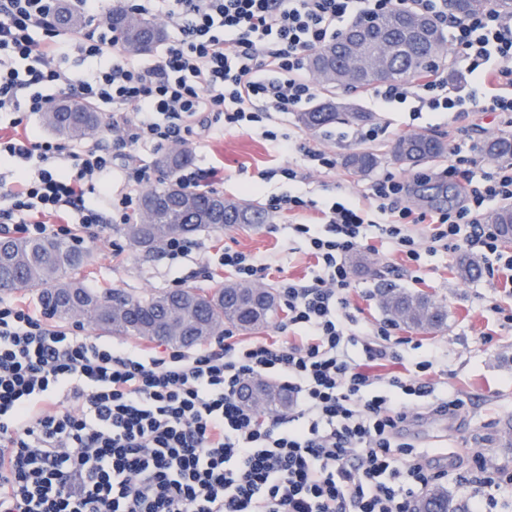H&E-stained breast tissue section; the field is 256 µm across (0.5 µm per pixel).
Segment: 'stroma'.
Segmentation results:
<instances>
[{"instance_id":"stroma-1","label":"stroma","mask_w":512,"mask_h":512,"mask_svg":"<svg viewBox=\"0 0 512 512\" xmlns=\"http://www.w3.org/2000/svg\"><path fill=\"white\" fill-rule=\"evenodd\" d=\"M330 97L344 106L372 113L370 126L378 130V138L367 143L357 140L356 126L344 124L313 133L298 124L295 113L277 116L274 130L293 133L338 158L334 169L324 170L311 168L300 154L278 152L274 142L260 134L225 131L223 137L192 150V167L205 172L217 168L219 176L210 182V191L255 203L266 210V223L195 233L199 249L178 262L169 261L159 252L148 256L133 248L119 225L109 224L94 237L87 236L81 225H73V234L83 237L82 248L92 257L82 272L86 284L136 296L170 288L178 280L189 288H218L233 278L231 272L217 265V253L225 247L266 257L269 267L258 283L269 290H276L279 281L288 277L313 278L317 273L314 261L293 226L300 220L317 218L318 213L315 209L297 216L271 210L272 199L289 190L279 169L292 166L305 171L306 178L299 188L318 206L341 199L346 193L356 202L366 203L374 179L391 175L410 183L407 203L413 210H445L456 206L461 194L455 182L438 179L444 160L406 168L391 157L394 140L405 134L432 133L466 150L500 133L490 117L479 112L458 119L450 112H414L406 104L378 109L363 91L339 89L332 95L324 91L319 94L323 101ZM363 147L381 158L372 173L356 174L341 165L344 155ZM116 243L121 244V252H113ZM361 255L365 264L353 267L347 299L364 326L375 328L388 322L377 296L384 283L426 293L447 310L448 320L441 329L423 332L397 326L392 336L410 340L422 351L440 352L442 359L430 380L436 388L458 393L465 402L461 414L443 420L423 417L422 406H415L420 419L408 437L427 447L433 435L446 430L447 453L437 462L445 473L441 483L460 512H470L473 489L465 479L471 471L464 463L468 450L478 451L489 464L512 472V321L503 318L504 313L512 312V271L504 269L497 256L474 249L470 255L479 261L482 272L475 279L465 280L456 272L460 252L425 251L418 261L410 262L378 238L369 239Z\"/></svg>"}]
</instances>
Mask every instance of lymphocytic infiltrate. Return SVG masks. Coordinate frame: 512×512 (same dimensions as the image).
Masks as SVG:
<instances>
[{"label": "lymphocytic infiltrate", "instance_id": "lymphocytic-infiltrate-1", "mask_svg": "<svg viewBox=\"0 0 512 512\" xmlns=\"http://www.w3.org/2000/svg\"><path fill=\"white\" fill-rule=\"evenodd\" d=\"M165 20L168 36L153 62L125 53L103 31L106 0H77L84 26L63 29L57 0H0V112L47 111L70 96L110 121L100 139L76 146L32 132L0 138V227L25 238L68 237L71 215L102 228L99 178L121 167L129 185L149 178L137 151L191 144L231 129L251 131L318 95L309 57L346 21L410 9L450 29L454 64L472 83L494 77L497 93L460 94L443 71L373 91L414 111L492 113L512 128V14L496 8L460 19L447 0H122ZM77 58L80 71L67 63ZM210 114L200 124L202 114ZM441 178L463 181L461 204L414 214L403 181L369 187V208L336 201L320 210L323 233L307 235L318 267L309 280L284 279L288 346L243 343L225 332L206 348L141 358L87 336L47 327L26 306L0 303V512H411L439 477L434 448L402 437L409 399L430 414L463 410L458 395L426 374L436 352L412 356L391 344L388 327L358 330L348 310L352 280L344 257L369 235L411 261L421 250L498 252L489 204L512 200V164L474 173L475 154L449 149ZM428 225L427 234L412 224ZM392 371H383L384 363ZM276 376L292 396L287 418L245 407L248 378ZM473 512L512 491V474L474 456Z\"/></svg>", "mask_w": 512, "mask_h": 512}]
</instances>
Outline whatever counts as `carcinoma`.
Segmentation results:
<instances>
[{
  "label": "carcinoma",
  "mask_w": 512,
  "mask_h": 512,
  "mask_svg": "<svg viewBox=\"0 0 512 512\" xmlns=\"http://www.w3.org/2000/svg\"><path fill=\"white\" fill-rule=\"evenodd\" d=\"M488 0H453L448 11L468 18L484 11ZM414 11L390 12L369 27L355 23L336 40L327 43L308 61V70L326 91L357 89L413 78L446 62L443 33L427 14L428 29L411 26ZM108 24L121 37L122 47L132 55L152 52L165 38L163 27L153 19L121 4L112 7ZM72 112L54 107L43 113V125L62 140L81 142L102 130L101 113L86 102L72 99ZM304 128L318 132L335 124L362 125L372 119L369 112H352L328 101L307 112L297 113ZM448 152V144L428 133L398 137L393 159L411 168L431 162ZM484 155L493 162L512 161V134L504 133L486 142ZM191 154L173 150L156 160L165 179L143 193L137 209L122 231L144 252L176 236L202 229H222L231 224H263L266 215L259 206L228 199L215 192L188 191L180 187L173 173L190 164ZM380 157L370 150H357L344 157V166L356 173L372 172ZM512 241V203L486 215ZM0 289L35 291L42 310L59 320L74 317L62 294L75 291L82 309L80 318L89 325L118 335L163 338L174 347H190L212 335L215 325L229 324L241 331L267 327L279 311L278 298L271 292L257 295L255 285L228 282L202 291L193 288L161 290L136 297L117 289L89 288L80 271L90 265L89 254L54 236L41 238L0 237ZM379 302L389 319L412 329L433 330L445 325L446 312L422 293H410L393 286L378 288ZM265 411L288 408V392L275 384L265 387ZM428 512H457L448 490L436 484L421 496Z\"/></svg>",
  "instance_id": "cac0c4a2"
}]
</instances>
